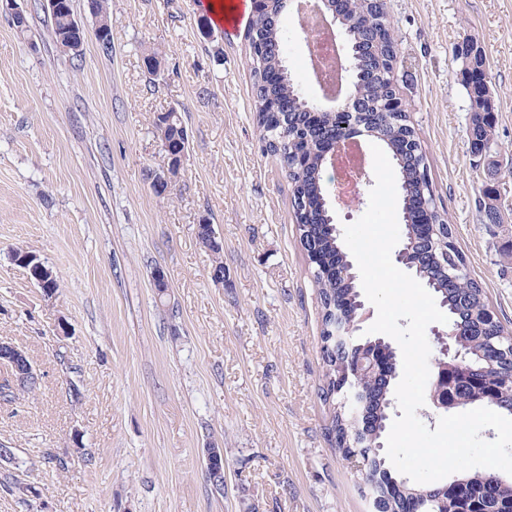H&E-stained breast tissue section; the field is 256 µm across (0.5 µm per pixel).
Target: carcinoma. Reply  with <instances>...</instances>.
Wrapping results in <instances>:
<instances>
[{"instance_id":"obj_1","label":"carcinoma","mask_w":512,"mask_h":512,"mask_svg":"<svg viewBox=\"0 0 512 512\" xmlns=\"http://www.w3.org/2000/svg\"><path fill=\"white\" fill-rule=\"evenodd\" d=\"M383 27L381 40L375 45L364 42L377 27ZM249 29L261 34L259 47L248 45V62L252 77L254 108L258 123H263L269 112L281 111L282 104L288 103V130L284 136H276L266 142L267 151L279 162L295 159L303 152L307 136H316L318 132L336 134V125L331 117L308 110V104L299 90L294 86L288 69L279 66L278 53L274 47L282 44V32L272 27L268 14H253L248 23ZM348 36L353 47L367 51L370 57L369 72L362 76L363 98L372 102L388 91L395 90L392 71L396 63V46L390 23L386 17L385 3L379 2L364 6L360 3L351 13ZM468 71L460 73V82L465 89L470 105L477 106L485 102L481 114L471 117L470 150L476 153L482 145L494 136L495 113L487 105L491 92L486 68V58L480 47L468 45ZM171 122L162 118L156 120V130L161 144L178 137L181 133V117L176 112L169 113ZM383 143L392 162L398 169L399 179L404 191L409 193V201H401L402 213L408 215L410 224L408 232L418 228L415 206L422 204V198H434L430 180L423 178L422 171L427 168L424 152H419L417 164L408 158L395 154L402 137L415 133L409 117L403 116L396 122L381 118ZM288 178L292 197V209L299 211V200L307 199L308 208L300 211L301 223L296 225L299 242L307 260L313 255L322 256L331 268L345 264L348 253L343 243L328 228L326 223L330 212L324 204V170L320 157L314 156L308 163L299 165L295 162L283 167ZM442 245L435 247L436 259L425 262L416 261L409 256L410 269L414 279L420 282H432V290L444 303V308L453 320L459 323V338L465 343L463 349L468 352L469 363L478 370L486 380L502 387L496 402L489 409L503 415L512 416V392L509 391V377L512 376V336L504 334V328L492 330L485 321L489 307L484 288L476 280L461 281L454 284L448 281V270L438 264L442 258ZM313 282L322 313L321 351L326 366V382L321 388L320 398L328 405L330 421L327 427L332 436L333 447L344 455L352 449L347 447V435L352 433L354 423L346 396L336 392L335 382L331 378L345 372L349 367L344 351L336 346V340L329 337L327 329L336 300H341L351 312L357 311L362 284L356 270L350 269L343 277L326 276L313 273ZM399 366L384 360L381 375L374 381L366 383L370 400L368 411L372 420L371 432L373 443H383L388 434L389 410L393 404V387L398 377ZM370 458L367 476L378 474L384 479L387 492L371 490L369 507L371 512H405L408 499L413 497L416 486L406 477L394 470L382 454L374 449H365ZM484 473H464L457 479L465 487V493L457 501L448 499L438 492L427 497L416 498L411 512H450V508L459 506L464 512H512V495L508 489L493 487L485 482Z\"/></svg>"}]
</instances>
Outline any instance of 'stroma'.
<instances>
[{"label": "stroma", "instance_id": "35a3bbf8", "mask_svg": "<svg viewBox=\"0 0 512 512\" xmlns=\"http://www.w3.org/2000/svg\"><path fill=\"white\" fill-rule=\"evenodd\" d=\"M17 4L28 32L0 13V340L29 355L39 387L0 401V443L15 453L0 478L16 482L0 485V512H368L326 432L320 307L288 180L254 121L244 25L215 28L199 0H111L106 54L72 0L87 31L75 60L44 0ZM385 4L436 204L512 332V222L479 207L492 182L512 214V0ZM280 26L289 71L317 96L295 10ZM467 41L497 107L493 178L470 151ZM172 109L188 152L159 194L155 121ZM203 223L221 256L199 240ZM17 248L53 269L54 298L12 262ZM212 444L220 492L202 455Z\"/></svg>", "mask_w": 512, "mask_h": 512}]
</instances>
